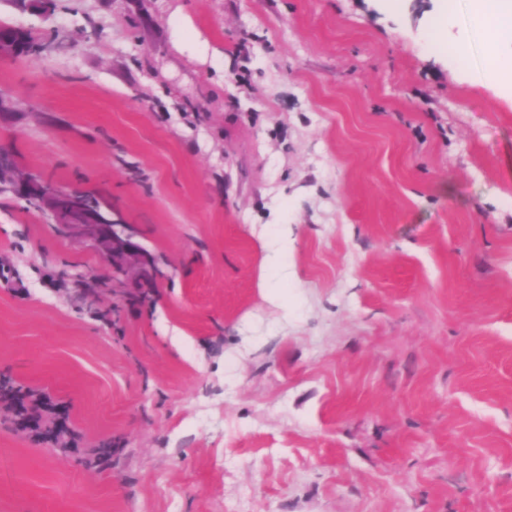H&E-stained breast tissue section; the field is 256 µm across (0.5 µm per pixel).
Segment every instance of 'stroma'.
Listing matches in <instances>:
<instances>
[{"label": "stroma", "mask_w": 512, "mask_h": 512, "mask_svg": "<svg viewBox=\"0 0 512 512\" xmlns=\"http://www.w3.org/2000/svg\"><path fill=\"white\" fill-rule=\"evenodd\" d=\"M61 0L0 58V152L160 260L0 194V512H512V79L473 0ZM111 445L96 468L85 449ZM448 17H450V5L446 0H442L439 12L433 17L427 28L426 36L428 40L445 51H448V61L457 67H465L466 54L461 44L448 45ZM10 165L0 168L1 186L11 176ZM12 192L24 199L35 200L51 223L67 237L90 242L112 264L119 279H131L146 288L157 273L158 259L135 241L136 231L125 224L119 214L101 203L90 205L83 191L57 188L50 182L15 169L10 181Z\"/></svg>", "instance_id": "35a3bbf8"}]
</instances>
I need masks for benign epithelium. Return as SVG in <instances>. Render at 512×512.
Returning a JSON list of instances; mask_svg holds the SVG:
<instances>
[{
	"label": "benign epithelium",
	"instance_id": "1",
	"mask_svg": "<svg viewBox=\"0 0 512 512\" xmlns=\"http://www.w3.org/2000/svg\"><path fill=\"white\" fill-rule=\"evenodd\" d=\"M37 38L38 34L27 28H0V56H24ZM10 188L22 198L36 201L65 236L90 242L110 261L118 278L131 279L145 287L152 284L157 257L135 241L134 227L124 223L111 207L91 205L82 191L57 188L18 170L13 171Z\"/></svg>",
	"mask_w": 512,
	"mask_h": 512
}]
</instances>
